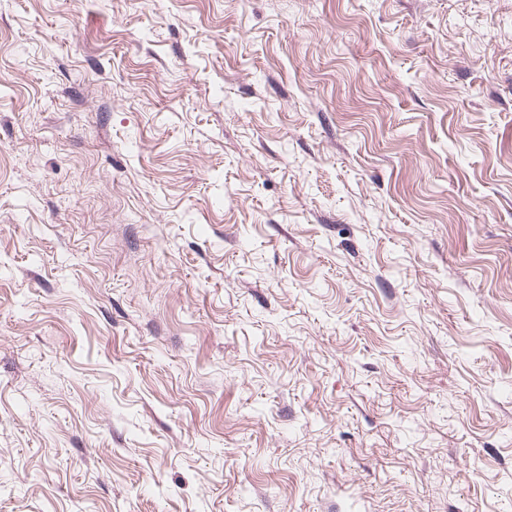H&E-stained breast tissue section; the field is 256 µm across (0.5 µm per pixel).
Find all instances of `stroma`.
Segmentation results:
<instances>
[{
    "label": "stroma",
    "mask_w": 512,
    "mask_h": 512,
    "mask_svg": "<svg viewBox=\"0 0 512 512\" xmlns=\"http://www.w3.org/2000/svg\"><path fill=\"white\" fill-rule=\"evenodd\" d=\"M0 512H512V0H0Z\"/></svg>",
    "instance_id": "stroma-1"
}]
</instances>
